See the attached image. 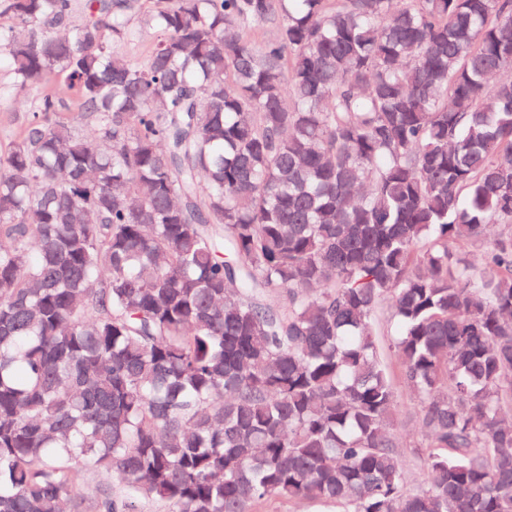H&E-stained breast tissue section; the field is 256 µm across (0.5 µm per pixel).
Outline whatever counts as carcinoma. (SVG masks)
<instances>
[{
  "instance_id": "cac0c4a2",
  "label": "carcinoma",
  "mask_w": 512,
  "mask_h": 512,
  "mask_svg": "<svg viewBox=\"0 0 512 512\" xmlns=\"http://www.w3.org/2000/svg\"><path fill=\"white\" fill-rule=\"evenodd\" d=\"M149 3L0 0V512H512V0ZM22 95L14 86L10 64L5 53L0 50V150L19 137L24 130L29 112L19 108L15 97ZM379 339L398 395L393 424L400 441V448H398L400 459L408 474L409 487L416 488L423 484L425 478L423 459L429 449L424 448L426 432L420 423L419 398L401 375V365L389 346L391 342L389 336H379ZM318 507H310L306 504L289 502L277 498L263 500L253 507L252 512H332Z\"/></svg>"
}]
</instances>
